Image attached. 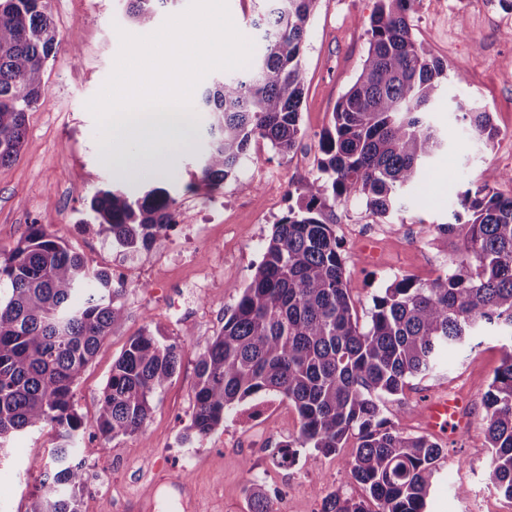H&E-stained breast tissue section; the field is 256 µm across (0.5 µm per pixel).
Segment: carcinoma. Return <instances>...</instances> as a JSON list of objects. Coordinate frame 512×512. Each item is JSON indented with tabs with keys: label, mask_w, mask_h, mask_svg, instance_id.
<instances>
[{
	"label": "carcinoma",
	"mask_w": 512,
	"mask_h": 512,
	"mask_svg": "<svg viewBox=\"0 0 512 512\" xmlns=\"http://www.w3.org/2000/svg\"><path fill=\"white\" fill-rule=\"evenodd\" d=\"M137 27L154 25L170 0H123ZM252 20L263 51L249 72L214 82L197 112L210 113L207 151L197 182L217 186L236 176L256 139L282 154L301 138L304 91L301 50L318 0H261ZM415 0H376L362 68L319 138L320 175L302 204L276 224L262 259L224 326L205 341L194 387L195 411L185 439H202L247 399L275 394L300 418L294 446L334 455L358 440L346 462L361 497L332 492L321 512H425L444 449L426 436L386 426L385 401L403 394L408 380L433 375L448 351H463L494 336L504 351L485 394L483 446L489 477L512 499V197L492 175L458 196L467 214L435 225L438 236L459 239L458 258L425 283L395 277L359 319L345 280L341 244L332 225L336 204L362 199L384 217L402 194L422 182L445 147L428 120L441 97L446 67L418 42L408 23ZM60 38L47 0H0V164L14 160L25 134V114L45 91V68ZM485 142L498 135L490 113L455 104ZM159 180L139 196L120 186L97 192L93 220L112 242L134 253L177 223L180 206ZM52 220L29 225L7 258L0 280V452L16 434L49 426L52 481L31 497L26 512H79L86 461V424L73 405V388L101 340L122 317L123 288L112 273L90 269L77 252L47 232ZM180 350L152 333L129 339L112 364L95 427L105 438L139 432L151 402L174 376ZM251 512H269L266 494L247 491Z\"/></svg>",
	"instance_id": "carcinoma-1"
}]
</instances>
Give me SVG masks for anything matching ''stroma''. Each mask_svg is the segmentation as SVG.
I'll return each mask as SVG.
<instances>
[{"instance_id": "stroma-1", "label": "stroma", "mask_w": 512, "mask_h": 512, "mask_svg": "<svg viewBox=\"0 0 512 512\" xmlns=\"http://www.w3.org/2000/svg\"><path fill=\"white\" fill-rule=\"evenodd\" d=\"M375 0H319L303 48L305 90L300 105L303 135L281 154L265 140L253 141L236 178L221 189L187 191L190 158L157 145L163 167H178L172 188L180 204L178 224L149 248L128 253L99 233L90 202L100 188L129 189L150 181L113 166L97 143L86 102L111 74L120 49L119 31H131L121 0H48L60 44L47 62L46 91L26 114L20 154L0 165V261L29 224L51 218L52 235L80 253L92 269L111 271L124 288V316L101 342L73 393L74 408L96 448L85 467L80 512H249L245 490L262 484L270 512H321L322 499L339 491L362 496L346 462L357 446L349 440L331 456L303 448L294 462L279 465L283 447L297 438L299 416L287 400L270 407L244 403L240 412L203 440L186 439L195 405L199 353L224 325L233 287L244 286L262 259L273 226L297 206L302 187L318 173V140L332 126V112L357 76L367 50V29ZM415 38L448 66V83L429 119L448 142L434 160L425 187L407 191L401 207L378 217L360 202L336 207L334 230L345 258L349 295L359 319L394 276L429 282L457 254L450 241L432 235L433 225L451 222L457 197L489 172L501 173L497 191L512 196V11L501 0H416L410 14ZM491 112L498 135L484 142L457 117L455 101ZM252 183L249 191L241 183ZM224 206V221L205 223L212 202ZM207 277L204 292L193 282ZM184 317L171 319L172 306ZM177 343L173 378L159 391L142 432L102 437L93 423L112 365L128 340L142 332ZM498 342L483 337L473 350L448 357L447 369L412 379L400 399L386 403L391 427L427 435L447 456L428 499L427 512H512V501L488 479L484 448V395L500 365ZM459 397L467 428L453 435L429 432L422 405L431 398ZM52 431H31L11 439L0 459V512H25L33 494L50 478ZM187 481L194 499L180 495ZM467 495L456 496L458 486Z\"/></svg>"}]
</instances>
